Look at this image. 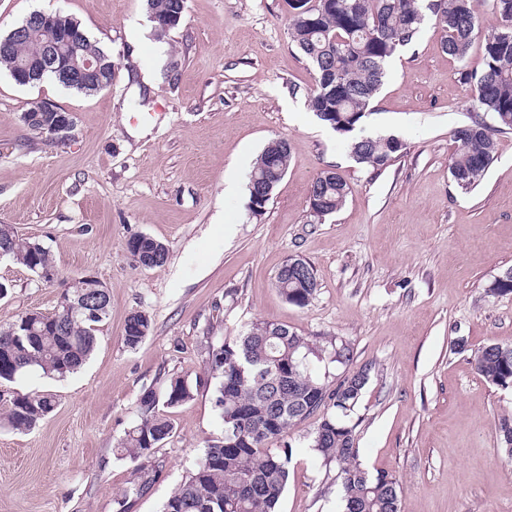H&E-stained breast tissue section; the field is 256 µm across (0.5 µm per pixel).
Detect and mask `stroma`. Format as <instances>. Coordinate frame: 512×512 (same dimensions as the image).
<instances>
[{
	"mask_svg": "<svg viewBox=\"0 0 512 512\" xmlns=\"http://www.w3.org/2000/svg\"><path fill=\"white\" fill-rule=\"evenodd\" d=\"M37 10L78 21L111 55L114 78L85 94L51 79L22 86L0 67V224L47 247L59 278L49 285L0 260V327L54 313L60 281L83 274L105 284L111 306L80 372L0 383V417L21 394L55 400L32 431L0 426V512H161L220 431L208 350L255 320L351 343L354 367L370 369L352 418L360 461L399 479V512H512V465L496 433L512 388L486 383L468 358L488 343L512 346V294L488 291L512 267V131L496 134L481 183L458 188L448 164L473 92L434 21L391 58L364 122L407 143L377 173L309 111L315 72L290 39L288 0H186L160 43L146 0H0V36ZM163 52L178 61L172 79L134 81ZM41 100L72 114L68 140L24 126ZM274 139L290 147L288 170L255 217L248 178ZM329 168L350 194L318 219L309 190ZM139 234L166 244L164 266L133 261L126 242ZM292 257L318 281L303 308L275 286ZM134 312L151 331L132 349L124 325ZM173 376L193 385L166 411L174 436L150 456H117L143 392L163 393ZM316 422L286 437L293 458L278 512L340 510L309 448ZM146 473L149 488L134 494Z\"/></svg>",
	"mask_w": 512,
	"mask_h": 512,
	"instance_id": "obj_1",
	"label": "stroma"
}]
</instances>
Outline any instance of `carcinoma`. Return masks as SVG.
I'll return each mask as SVG.
<instances>
[{
    "instance_id": "obj_1",
    "label": "carcinoma",
    "mask_w": 512,
    "mask_h": 512,
    "mask_svg": "<svg viewBox=\"0 0 512 512\" xmlns=\"http://www.w3.org/2000/svg\"><path fill=\"white\" fill-rule=\"evenodd\" d=\"M290 8L288 31L295 47L316 73L308 95V109L324 125L348 139L352 159L381 172L406 153L407 144L395 135L364 133L361 123L386 75V64L402 47L413 43L429 17L443 31V49L454 59L466 60L472 43L481 35L480 7L484 0H306L307 10ZM149 12L160 21L185 11V0H147ZM485 66L480 73L459 70L460 79L473 85L475 117L454 131L455 150L449 170L455 184L469 190L483 178L494 161L497 131L512 130V28L485 37ZM42 51L36 38L18 40L0 65L9 72L21 61ZM81 51L101 58L104 70L85 84H73L53 73L44 74L64 86L95 93L112 86V57L83 39ZM491 116L487 123L481 114ZM290 158L288 143L275 139L258 156L249 176V210L263 214L255 200L263 187L281 182ZM309 207L322 218L340 210L350 188L336 172L325 170L313 181ZM135 248L152 267L163 266L168 249L145 234L135 237ZM6 257L35 274L54 265L50 251L39 242L21 244L15 237L0 235ZM280 294L291 304L307 306L317 291L311 265L294 276L276 279ZM65 291L75 300L90 296L96 312L70 314L62 309L24 327L21 315L0 328V382H10L30 369L47 376L65 377L81 369L91 357L96 332L110 312V297L95 292L91 284L73 279ZM150 330L148 316L130 314L124 326L128 347H138ZM477 373L489 384L512 388V347L486 344L470 355ZM351 345L336 337L316 343L294 330L267 320L251 322L246 332L208 351L210 378L215 385V407L220 433L208 440L195 469L176 487L162 512H277L287 488L292 447L270 444L288 429L323 411L312 433L309 448L326 466H335L342 512H399L401 485L385 472L370 474L359 461V448L350 421L360 392L347 388L356 374L350 370ZM340 373L331 376L326 366ZM193 397V388L180 376L171 377L163 396L144 392L138 403L139 418L125 432L114 451L137 459L151 455L173 434L171 421L159 406L175 408ZM48 394H23L15 398L5 416L8 427L30 431L53 410ZM497 430L504 457L512 462V414L498 419Z\"/></svg>"
}]
</instances>
